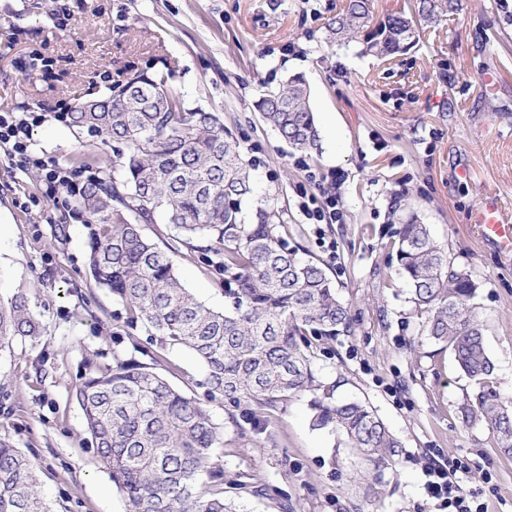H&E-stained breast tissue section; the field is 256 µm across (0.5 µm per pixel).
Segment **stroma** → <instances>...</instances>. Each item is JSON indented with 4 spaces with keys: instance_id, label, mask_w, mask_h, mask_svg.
I'll return each instance as SVG.
<instances>
[{
    "instance_id": "1",
    "label": "stroma",
    "mask_w": 512,
    "mask_h": 512,
    "mask_svg": "<svg viewBox=\"0 0 512 512\" xmlns=\"http://www.w3.org/2000/svg\"><path fill=\"white\" fill-rule=\"evenodd\" d=\"M342 0H0V113L34 110L38 147L76 184L112 163V142L74 136L61 120L79 101L110 93L128 70L165 61L193 105L217 113L255 168V193L274 195L285 232L335 283L353 317L325 341L313 367L340 395L376 409L400 439L396 472L380 502L351 448L312 429L310 395L235 425L206 397L205 368L189 349L161 353L160 373L201 400L224 438L215 463L245 475L248 512H440L426 465L454 456L472 468L486 512H512V457L458 408L471 381L422 332L390 249L396 203L419 220L480 288L474 300L496 370L512 401V256L482 239L471 214L494 201L512 213V0H462L459 13L425 27L419 43L384 60L358 44H327ZM302 76L319 150L297 167L293 152L256 108L287 78ZM344 173L343 218L308 223L300 204L306 171ZM71 195L51 193L36 172L0 153V295L25 293L42 336L0 352V439L36 467L52 512H128L87 431L75 398L89 373L116 361L147 362L148 332L87 270L90 226ZM176 273L199 300L224 307L215 263L197 252Z\"/></svg>"
}]
</instances>
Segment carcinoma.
Here are the masks:
<instances>
[{"label":"carcinoma","mask_w":512,"mask_h":512,"mask_svg":"<svg viewBox=\"0 0 512 512\" xmlns=\"http://www.w3.org/2000/svg\"><path fill=\"white\" fill-rule=\"evenodd\" d=\"M460 0H416L415 14L375 17L373 0H346L331 17L327 40L357 39L362 52L385 58L419 41L420 26L458 12ZM263 119L298 152L318 149V128L304 79L294 76L256 104ZM68 128L120 145L112 171L87 181L73 210L90 216V274L128 305L160 345L193 351L206 369L212 397L224 398L230 419L242 407L272 411L310 393L312 427L340 435L372 467L367 495L380 497L384 476L396 470L401 443L375 410L336 395L337 385L312 369L316 343L351 331L348 306L325 270L299 256L304 248L283 235V213L254 201L251 164L220 117L191 107L170 85V73L128 75L112 93L65 114ZM174 234L162 243L144 225ZM394 241L399 274L426 314L424 332L449 351L476 387L459 407L469 425H484L512 455V406L494 387L474 299L472 274L448 260L427 225L410 216ZM186 246L218 256L224 310L200 302L181 283L173 257ZM24 294L0 298V351L16 338L41 335ZM75 398L112 481L129 512H243L245 484L225 480L211 465L223 444L210 414L153 368L118 361L89 375ZM0 512H50L33 465L0 441Z\"/></svg>","instance_id":"carcinoma-1"}]
</instances>
